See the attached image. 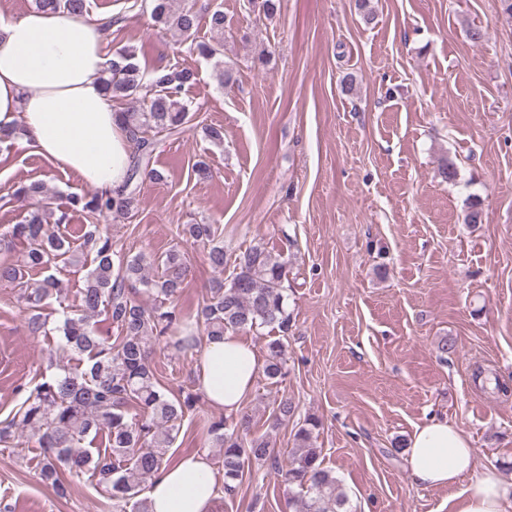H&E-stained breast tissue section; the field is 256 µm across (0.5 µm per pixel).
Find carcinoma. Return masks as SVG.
<instances>
[{
    "label": "carcinoma",
    "instance_id": "cac0c4a2",
    "mask_svg": "<svg viewBox=\"0 0 512 512\" xmlns=\"http://www.w3.org/2000/svg\"><path fill=\"white\" fill-rule=\"evenodd\" d=\"M152 18L161 29L171 31L179 42H192L198 54L215 60L218 83L224 87L236 82L234 69L220 59L222 44L199 42L196 34L199 14L191 7L172 10V0H152ZM249 10L274 16L279 0H247ZM34 8L65 11L84 17L90 0H33ZM144 71L136 51L122 48L113 52L102 83L117 104V117L134 142L129 169L122 188L114 196L94 193L72 198L89 218L104 213L127 215L137 204L139 179L160 181L163 175L149 167L157 138L177 134L196 119L197 109L185 100L184 91L196 80L189 68H160L149 73L152 95H140ZM52 213L33 204L20 224L12 227L11 237L22 239L27 250L15 264H0V282L19 289V299L27 313L31 335L47 331L44 315L50 298L62 305L64 320L59 351L83 357L77 365H65L49 357L26 400L6 422L0 424V445L19 448L18 436L27 433L40 448L41 476L57 495H68L72 479L89 475L112 501V512H149L147 498L141 497L144 483L162 466L187 413L200 408L201 395L187 389L177 397L163 391L152 366L155 346L164 343L178 352L199 347L206 338L240 330L269 327L288 333L290 313L286 309L283 282L287 263L269 251L253 246L237 259V272L229 282L217 280L211 295L196 314L177 310L173 300L184 288L189 275L185 253L173 247L158 258L143 253L116 256L112 242L95 230L87 232L83 247L94 254V267L85 279L75 312L64 305L57 267L79 263L78 250L68 245L54 230ZM182 236L207 246V259L216 271L224 270V240L212 224H187ZM161 273L152 276L149 269ZM45 272L40 280L28 278V270ZM152 298L145 307L134 298L138 287ZM106 311L118 336L103 335L93 319ZM286 346L280 339L267 344L264 376H283ZM136 405L139 417L130 418L127 407ZM319 421L309 417L295 433L297 446L292 453L285 479L300 487L297 512H346L348 498L332 472L323 467L314 431ZM250 418L239 421L209 420L207 435L213 447L224 449V490L231 494L243 478L245 464L270 463L280 468L279 457L264 436L245 437ZM103 435L105 448H85L87 437Z\"/></svg>",
    "mask_w": 512,
    "mask_h": 512
}]
</instances>
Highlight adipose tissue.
<instances>
[{
  "instance_id": "adipose-tissue-1",
  "label": "adipose tissue",
  "mask_w": 512,
  "mask_h": 512,
  "mask_svg": "<svg viewBox=\"0 0 512 512\" xmlns=\"http://www.w3.org/2000/svg\"><path fill=\"white\" fill-rule=\"evenodd\" d=\"M111 29L108 18L42 10L0 19V129L19 128L22 146L107 194L121 189L134 148L101 81L108 65L102 45ZM262 366L250 341L209 339L196 356L197 383L211 406L234 414ZM407 464L426 487L467 480L460 512H506L512 505V482L497 470L478 469L468 436L448 422L416 426ZM217 485L205 454L180 457L163 464L152 480L150 512H210Z\"/></svg>"
}]
</instances>
